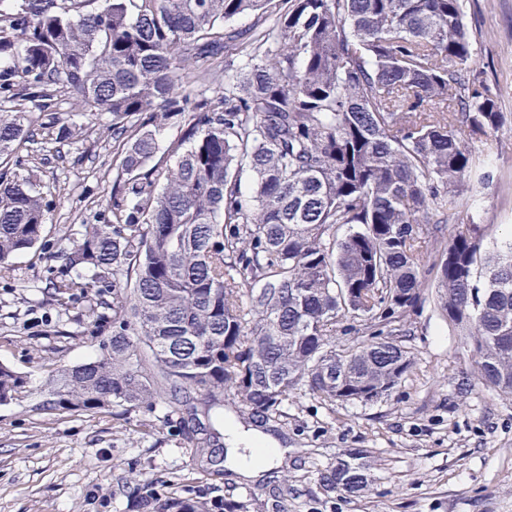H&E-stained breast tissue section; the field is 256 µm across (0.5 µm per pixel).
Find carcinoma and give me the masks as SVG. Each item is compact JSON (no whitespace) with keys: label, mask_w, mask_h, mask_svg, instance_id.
Here are the masks:
<instances>
[{"label":"carcinoma","mask_w":512,"mask_h":512,"mask_svg":"<svg viewBox=\"0 0 512 512\" xmlns=\"http://www.w3.org/2000/svg\"><path fill=\"white\" fill-rule=\"evenodd\" d=\"M245 14L252 27L226 28ZM229 55L224 87L200 73ZM471 56L462 0H0V99L24 102L0 114L1 279L24 283L11 259L52 249V200L19 149L55 157L84 141L73 116L104 115L116 155L107 209L65 238L44 287L61 306L92 297L81 334L100 356L61 369L32 410L126 420L164 400L221 475L219 433L198 422L226 400L264 430L301 385L328 405L389 394L412 366L391 335L431 271L481 384L511 399L512 238L447 234L448 190L486 177L469 139L492 152L503 119ZM424 235L444 243L431 265ZM342 311L363 324L338 350ZM27 386L0 364V404ZM371 469L342 454L319 485L357 496ZM131 496L137 512H247L171 483Z\"/></svg>","instance_id":"obj_1"}]
</instances>
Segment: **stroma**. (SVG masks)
Returning <instances> with one entry per match:
<instances>
[{
	"mask_svg": "<svg viewBox=\"0 0 512 512\" xmlns=\"http://www.w3.org/2000/svg\"><path fill=\"white\" fill-rule=\"evenodd\" d=\"M473 36L470 67L489 87L504 122L484 157L491 179L476 191L450 192L451 224L467 219L512 234V0H463ZM53 209L46 236L60 242L74 226L93 223L112 190L111 140L97 124L64 159L32 163ZM21 289L0 282V364L39 389L52 371L95 360L97 342L81 336L86 300L59 311L35 291L53 260L41 251L17 256ZM402 344L412 367L389 396L325 405L306 390L282 407L271 435L285 452L260 478L233 468L200 469L158 404L151 430L143 415L36 413L0 404V512H132L127 488L178 479L183 495L244 501L249 512H512V399L485 390L474 360L427 288L405 318ZM364 450L374 467L357 497L324 492L318 471L347 450Z\"/></svg>",
	"mask_w": 512,
	"mask_h": 512,
	"instance_id": "obj_1",
	"label": "stroma"
}]
</instances>
